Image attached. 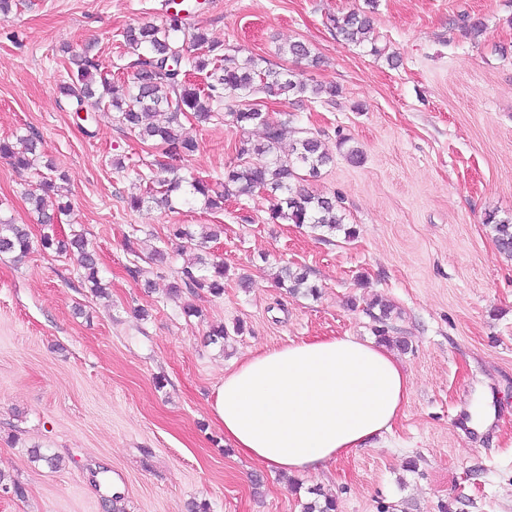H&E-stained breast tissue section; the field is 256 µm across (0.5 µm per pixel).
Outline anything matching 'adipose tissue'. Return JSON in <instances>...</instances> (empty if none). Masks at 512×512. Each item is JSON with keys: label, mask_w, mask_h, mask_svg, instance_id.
Returning a JSON list of instances; mask_svg holds the SVG:
<instances>
[{"label": "adipose tissue", "mask_w": 512, "mask_h": 512, "mask_svg": "<svg viewBox=\"0 0 512 512\" xmlns=\"http://www.w3.org/2000/svg\"><path fill=\"white\" fill-rule=\"evenodd\" d=\"M411 387L384 346L314 336L243 359L214 387L210 411L245 457L287 474L316 473L391 431Z\"/></svg>", "instance_id": "ef3b65f1"}]
</instances>
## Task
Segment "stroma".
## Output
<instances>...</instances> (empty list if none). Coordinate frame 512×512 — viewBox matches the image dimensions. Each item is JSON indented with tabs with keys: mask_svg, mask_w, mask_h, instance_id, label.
Wrapping results in <instances>:
<instances>
[{
	"mask_svg": "<svg viewBox=\"0 0 512 512\" xmlns=\"http://www.w3.org/2000/svg\"><path fill=\"white\" fill-rule=\"evenodd\" d=\"M365 0H204L187 21L239 58H264L331 99L269 101L286 124L320 134L333 161L310 190L340 199L356 237L322 239L309 225L270 218L256 192L168 210L146 198L149 178L223 181L241 140H261L223 115L186 122L190 157L170 160L104 108L77 118L59 91L71 55L132 80L122 33L171 13L165 0H19L0 19V139L33 133L67 177L71 209L57 236L81 233L108 297L83 282L76 256L43 249L25 198L36 172L0 159V219L28 225L22 260L0 255V471L25 497L0 493V512H302L311 490L336 512H512V257L499 254L486 213L512 218V0H378L380 49L345 45L331 14ZM480 23L474 32L472 23ZM301 41L317 67L280 55ZM358 148L351 162L348 148ZM144 198L133 210L131 198ZM224 231L208 250L228 268L224 293L167 290L185 257L169 228ZM167 252L155 265L153 249ZM306 271L317 297L289 294L281 266ZM248 275L249 288L237 278ZM392 306L396 356L412 389L394 428L316 474L285 475L237 455L211 419L215 384L251 353L310 336L373 338L366 309ZM196 315H186V305ZM242 326L225 345L211 327ZM58 455L32 461L31 448Z\"/></svg>",
	"mask_w": 512,
	"mask_h": 512,
	"instance_id": "obj_1",
	"label": "stroma"
}]
</instances>
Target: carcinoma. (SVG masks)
Returning a JSON list of instances; mask_svg holds the SVG:
<instances>
[{
  "instance_id": "1",
  "label": "carcinoma",
  "mask_w": 512,
  "mask_h": 512,
  "mask_svg": "<svg viewBox=\"0 0 512 512\" xmlns=\"http://www.w3.org/2000/svg\"><path fill=\"white\" fill-rule=\"evenodd\" d=\"M366 2L369 10L330 15L327 22L344 43L358 46L369 43L371 52L378 54L381 49L371 38L372 9L376 7V0ZM123 41L136 56L133 61L136 72L130 84L113 81L86 55L71 58L73 69L69 81L60 86V92L72 101L75 111L108 106L118 112L121 124L139 140L158 142L166 146L169 153L179 156H190L198 148L196 140L184 133L181 118L191 114L206 122L218 114L227 98L235 100V105L225 112L232 124L242 129L264 128L263 140L240 141L238 164L224 172V190L200 178L187 182L177 175L166 177L164 173L168 169L163 168L154 180L163 189L158 203L172 209L176 203L200 199L206 208L213 210L223 208L228 197L265 191L275 198L270 213L274 221L309 224L328 235L341 229L348 237L356 234V230L344 228L336 197L296 187L300 181L318 178L321 169L332 161L323 142L315 136H304L296 140L290 152L281 153L285 125L270 121L258 101L260 95L266 100L305 94L332 98L337 93L335 88L310 85L294 72L264 69L253 57L240 61L211 43L202 29L189 25L186 18L177 13L170 15L162 25L144 23L125 29ZM188 44L201 52L192 58L185 57ZM278 51L297 61L316 62L308 46L300 41L283 45ZM189 69L205 74L204 88L188 80ZM40 145L39 137L34 134L21 136L14 142L3 139L0 140V158L19 171L29 170L37 165L41 156ZM45 168L55 176L43 178L38 188L28 193V200L39 215V223L48 225L53 223L54 213L61 214L70 208V199L63 185L65 175L56 172L51 162ZM484 223L492 225L499 253L512 257V222L499 220L489 213ZM41 246L59 254H78L88 288L99 297L108 295L99 278L96 258L83 234L60 238L47 232L41 237ZM31 249L32 241L25 225L0 220V254H12L21 259ZM225 275L224 261L197 255L182 266L178 280L170 285V293L179 295L187 289L192 293L206 291L217 297L224 293ZM277 282L281 286L288 285L292 293L302 290L313 297L318 294V288L308 283L306 273L289 266L281 269ZM391 313L392 307L382 305L379 314H371L378 323L374 328L376 336L384 343L392 342L388 336ZM313 495L314 499L303 506V512H336L335 499L319 490Z\"/></svg>"
}]
</instances>
